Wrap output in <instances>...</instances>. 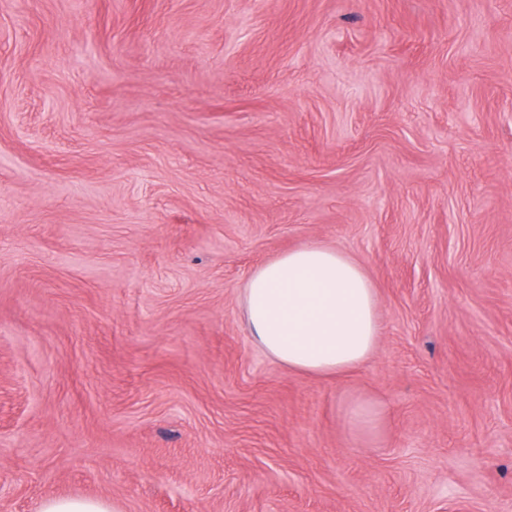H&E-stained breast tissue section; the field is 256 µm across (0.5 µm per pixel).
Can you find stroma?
Segmentation results:
<instances>
[{
    "label": "stroma",
    "mask_w": 512,
    "mask_h": 512,
    "mask_svg": "<svg viewBox=\"0 0 512 512\" xmlns=\"http://www.w3.org/2000/svg\"><path fill=\"white\" fill-rule=\"evenodd\" d=\"M311 241L338 377L241 312ZM67 496L512 512V0H0V512ZM240 303L256 346L313 376L361 366L380 336L377 292L363 265L322 243L280 253L249 271Z\"/></svg>",
    "instance_id": "stroma-1"
}]
</instances>
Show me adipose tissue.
I'll list each match as a JSON object with an SVG mask.
<instances>
[{
  "mask_svg": "<svg viewBox=\"0 0 512 512\" xmlns=\"http://www.w3.org/2000/svg\"><path fill=\"white\" fill-rule=\"evenodd\" d=\"M240 303L256 346L313 376L361 366L380 336L377 292L363 265L322 243L280 253L249 271Z\"/></svg>",
  "mask_w": 512,
  "mask_h": 512,
  "instance_id": "ef3b65f1",
  "label": "adipose tissue"
}]
</instances>
